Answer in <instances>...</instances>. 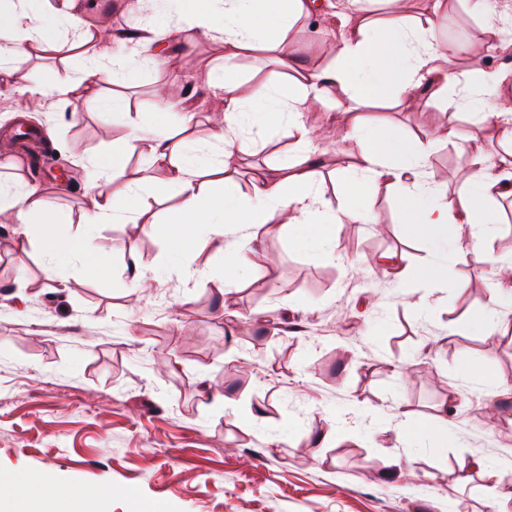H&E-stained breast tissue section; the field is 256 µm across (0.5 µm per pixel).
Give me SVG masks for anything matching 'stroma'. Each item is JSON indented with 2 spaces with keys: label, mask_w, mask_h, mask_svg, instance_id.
<instances>
[{
  "label": "stroma",
  "mask_w": 512,
  "mask_h": 512,
  "mask_svg": "<svg viewBox=\"0 0 512 512\" xmlns=\"http://www.w3.org/2000/svg\"><path fill=\"white\" fill-rule=\"evenodd\" d=\"M92 29L117 35L107 67L122 86L130 112L147 113L158 89L190 95L200 116L224 102L204 84L224 56L216 38L185 29L168 43L161 66L117 57L130 30L127 0H80ZM341 21L299 19L288 33L294 54L333 63ZM464 35L458 70L468 51L501 44L490 68L512 71V36L470 16L460 0H441L437 36ZM63 49L19 58L17 73L31 79L55 74L87 77L86 63ZM239 96L275 80L273 53L235 62ZM421 107H394L380 118L402 135L430 133V165L448 186L471 167L470 155L443 136L456 125L491 151L498 128L470 111L431 102L421 86ZM333 110L308 112L309 127L327 137L310 155L335 204L345 201L339 151L351 150L334 128ZM255 152L241 168L240 190L252 192L259 170L276 174L297 145L283 132L243 126ZM125 134L91 98L41 112L25 95L0 93V142L14 146L19 166H0V180L39 186L66 222L81 228L88 209L83 164L111 149ZM366 204L375 224L335 229V257L321 261L298 249L285 228L266 225L256 245L259 272L234 289L224 282L215 249L187 258L201 269L185 282L168 262L162 240L140 225L98 227L112 261L110 279L74 275L65 285L48 280L38 251H18L15 228L0 223V474L22 472L62 489L102 495V512H495L492 488L512 477V340L471 327L485 312L512 319V281L489 265L449 267L459 281L438 295L435 313L414 307L418 285L408 272L424 257L410 238L385 185L371 186ZM403 253L399 268L378 270L368 258ZM142 258L149 281L132 289L123 264ZM458 329L450 337V329ZM476 360L503 380L506 396L487 395L463 379ZM232 406H224V399ZM257 408L236 417L234 403ZM451 403L447 442L435 431L401 440L390 429L397 411L417 417ZM497 462L496 472L464 483L459 463Z\"/></svg>",
  "instance_id": "35a3bbf8"
}]
</instances>
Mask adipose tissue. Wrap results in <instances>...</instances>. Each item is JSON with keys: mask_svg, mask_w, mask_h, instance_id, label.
I'll list each match as a JSON object with an SVG mask.
<instances>
[{"mask_svg": "<svg viewBox=\"0 0 512 512\" xmlns=\"http://www.w3.org/2000/svg\"><path fill=\"white\" fill-rule=\"evenodd\" d=\"M384 3V17L346 21L337 41L336 61L325 67L296 64L287 42L293 23L313 16L316 0H178V22L160 28L150 20L137 21L132 53L154 65L162 60L157 49L160 37L178 36L182 23L205 35H222L224 63L205 74L208 87L224 100L223 112L209 119V136L218 151L207 153L197 139L174 137L172 114H179V125L185 130L195 126L197 115L170 96H162L157 110L147 116L130 113L120 95L98 97L100 108L122 121L127 133L112 150L87 161V226L137 222L150 208L146 189L153 183L156 169H165L179 203L163 221L143 225V232L160 235L167 251L174 254L216 246L224 255L225 281L240 285L260 268V253L253 243L261 228L283 225L298 246L315 247L318 258H331L336 225L375 223L362 195L369 184L382 183L394 191L411 225V235L428 252L426 262L416 271L421 282L447 286L452 261L491 265L511 274L512 260L495 256L488 247L490 226L498 221L493 205L498 198L512 194V108L500 110L488 104L489 99L501 95L506 76L484 62L485 55L496 52L498 46L487 44L467 69L456 71L452 62L458 51L438 39L436 10L416 19L406 14L402 0ZM48 14L55 18V26L43 25ZM61 26L76 32L70 49L91 62V76H50L38 82L16 76L12 90L25 95L36 112L83 95L97 97L93 79L103 73L101 62L107 56L109 39L102 31L87 27L76 0H0V28L13 32L10 39L0 41V71L15 57L55 49ZM261 48L277 54L280 77L240 98L235 93V62ZM426 80L435 86L445 107L485 103L482 119L501 128L506 149L486 151L475 139H460L456 129H449V142L470 155L472 168L458 179L454 195L448 199L442 196L441 184L429 166L434 146L430 134L402 138L382 122L341 113L336 122L357 153L345 167L348 202L343 208H333L310 161L317 137L304 122V113L327 105L334 90L349 86L358 87L367 101L409 107L414 103L413 88ZM245 123L279 127L300 147L299 153L281 166L279 175L258 179L247 197L240 192L239 173L254 145L239 132ZM133 158L140 162V177L128 184L124 177ZM2 217L15 225L20 250L41 253L52 281L65 283L74 266L98 279L110 277L106 244L92 251L85 234L61 233L60 217L37 186L23 180L0 182ZM228 227L245 228L244 238L225 241ZM0 483L11 488L9 499L0 503V512L48 510L57 503L64 512H90L92 506L91 494L78 487L55 495L45 482L17 473L0 474Z\"/></svg>", "mask_w": 512, "mask_h": 512, "instance_id": "adipose-tissue-1", "label": "adipose tissue"}]
</instances>
